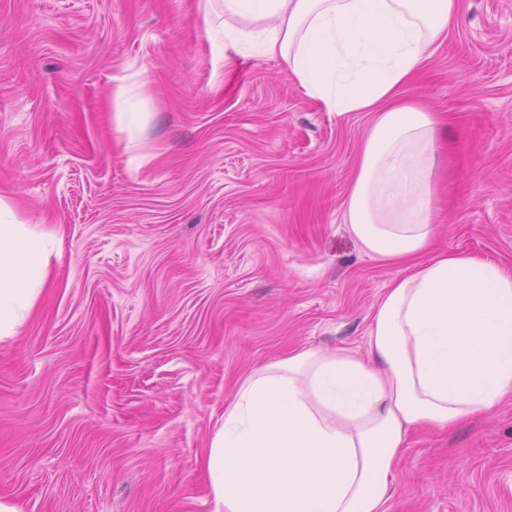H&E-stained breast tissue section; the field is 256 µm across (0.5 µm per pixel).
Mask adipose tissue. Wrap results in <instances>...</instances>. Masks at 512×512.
<instances>
[{"label": "adipose tissue", "instance_id": "1", "mask_svg": "<svg viewBox=\"0 0 512 512\" xmlns=\"http://www.w3.org/2000/svg\"><path fill=\"white\" fill-rule=\"evenodd\" d=\"M459 0H199L225 62L280 60L330 112H370L344 214L365 251L408 262L382 295L367 357L301 350L249 375L202 458L214 512H387L408 427L460 426L512 394V273L443 252L435 233L439 121L402 98L446 39ZM143 82L112 88L134 164L150 113ZM57 250L0 197V341L19 336Z\"/></svg>", "mask_w": 512, "mask_h": 512}]
</instances>
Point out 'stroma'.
Returning <instances> with one entry per match:
<instances>
[{"mask_svg":"<svg viewBox=\"0 0 512 512\" xmlns=\"http://www.w3.org/2000/svg\"><path fill=\"white\" fill-rule=\"evenodd\" d=\"M197 0H0V195L59 241L0 342V496L22 512H213L200 459L235 389L289 352L365 353L403 263L344 222L373 120L277 60L228 67ZM156 118L132 165L112 78ZM402 94L443 121L431 254L512 270V0H460ZM389 512H512V396L409 429Z\"/></svg>","mask_w":512,"mask_h":512,"instance_id":"obj_1","label":"stroma"}]
</instances>
